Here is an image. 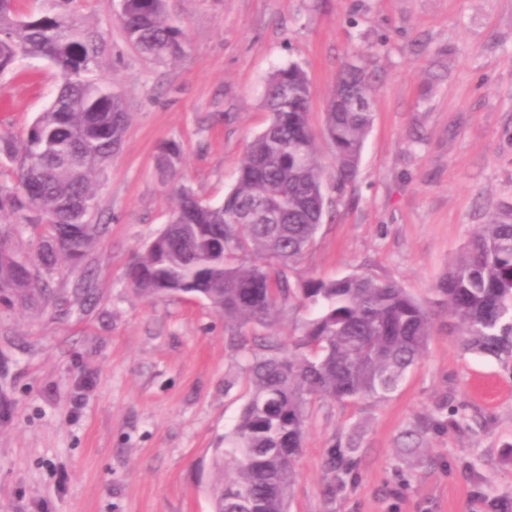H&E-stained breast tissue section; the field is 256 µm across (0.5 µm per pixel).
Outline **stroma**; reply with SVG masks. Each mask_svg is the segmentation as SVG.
I'll return each instance as SVG.
<instances>
[{
	"label": "stroma",
	"instance_id": "1",
	"mask_svg": "<svg viewBox=\"0 0 512 512\" xmlns=\"http://www.w3.org/2000/svg\"><path fill=\"white\" fill-rule=\"evenodd\" d=\"M188 38L159 65L126 39L118 0H69L104 51L91 79L123 96L129 124L99 175L105 230L86 262L51 277L53 301L0 295V512H212L214 449L248 398L257 331L231 339L200 297L143 299L125 273L166 225L183 181L222 201L267 125L270 74L291 64L322 129L341 65L362 53L374 123L358 173L327 190L333 219L299 277L366 273L431 301L479 225L512 201V0H167ZM61 82L45 59L0 74V134L21 138ZM419 446L403 453L411 434ZM357 436L348 472L334 448ZM289 512H512V367L462 350L444 313L419 362L381 402L309 410Z\"/></svg>",
	"mask_w": 512,
	"mask_h": 512
}]
</instances>
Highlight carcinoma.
<instances>
[{
    "mask_svg": "<svg viewBox=\"0 0 512 512\" xmlns=\"http://www.w3.org/2000/svg\"><path fill=\"white\" fill-rule=\"evenodd\" d=\"M48 2L51 8L21 17L15 0H0V73L43 58L64 78L21 140L0 135V157L17 164L15 185L0 186V291L26 305L50 301L58 266L78 268L92 249L102 229L94 223L97 176L129 121L119 94L85 78L103 42L66 16L68 0ZM119 7L124 34L142 54L161 64L185 56V34L169 20L166 0H120ZM310 100L301 66L271 75L264 96L270 123L249 144L220 203L183 183L178 147H161L158 175L175 189L171 221L126 270L137 296L198 295L232 330L272 329L285 310L306 312L288 348L278 349L271 334L262 347L275 354L247 361L250 397L224 447L213 449L214 512H287L307 406L387 398L433 332V305L396 281L358 273L291 279L327 215L325 179L339 194L352 183L374 121L370 77L355 58L342 66L326 103L329 172ZM29 211L48 219L33 258L12 247L15 224L29 220ZM436 292L434 305L452 320L463 350L512 365V204L471 237Z\"/></svg>",
    "mask_w": 512,
    "mask_h": 512,
    "instance_id": "obj_1",
    "label": "carcinoma"
}]
</instances>
